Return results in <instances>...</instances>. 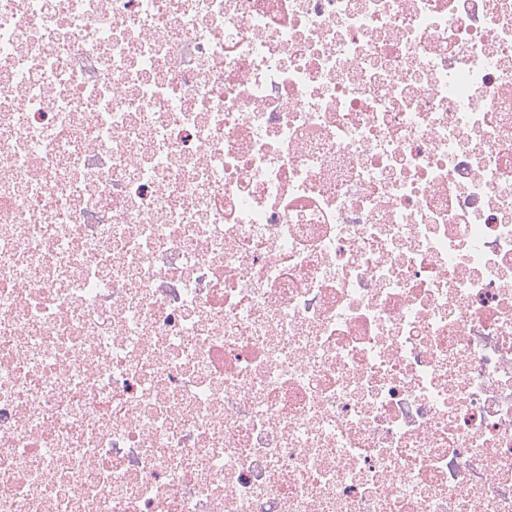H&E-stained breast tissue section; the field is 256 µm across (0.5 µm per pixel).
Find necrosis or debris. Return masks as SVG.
Masks as SVG:
<instances>
[{
    "label": "necrosis or debris",
    "mask_w": 512,
    "mask_h": 512,
    "mask_svg": "<svg viewBox=\"0 0 512 512\" xmlns=\"http://www.w3.org/2000/svg\"><path fill=\"white\" fill-rule=\"evenodd\" d=\"M0 512H512V0H0Z\"/></svg>",
    "instance_id": "4bbe7bcc"
}]
</instances>
